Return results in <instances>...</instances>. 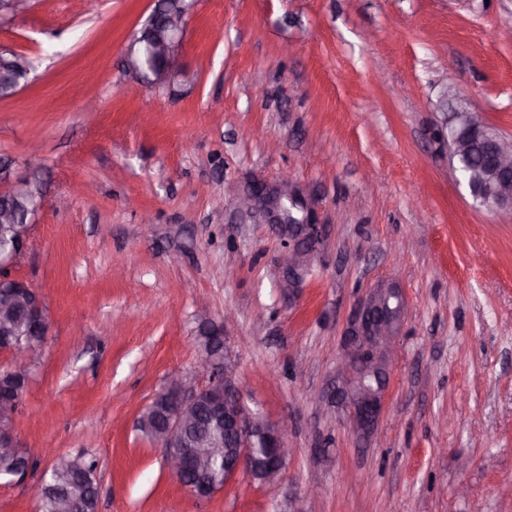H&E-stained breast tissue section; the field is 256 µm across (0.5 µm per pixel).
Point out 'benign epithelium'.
Returning a JSON list of instances; mask_svg holds the SVG:
<instances>
[{
  "mask_svg": "<svg viewBox=\"0 0 512 512\" xmlns=\"http://www.w3.org/2000/svg\"><path fill=\"white\" fill-rule=\"evenodd\" d=\"M190 11L189 0H156L152 13L132 38L134 45L127 46L125 50L127 69L131 72L137 69L132 60L133 46H143L157 60V68L153 69L149 80L150 86L155 89L170 86L180 69ZM5 55L8 59L0 66V79L7 80L15 91L29 76L27 58L11 48H1L0 57ZM464 102L466 99L451 87L442 92L441 107L452 108L449 123L462 130L478 131L480 144L487 147L482 177L479 178V193L474 197L476 205L512 211V140L487 124L473 107L461 108ZM285 199L293 206L303 207L299 189L287 180L275 189L266 187L259 190L248 186L239 194L243 209H260L269 222L284 225V232L288 235L285 271L288 281L293 283L310 267L320 243V230L319 225L308 219L300 224L289 223L288 211L281 207ZM44 202V195L33 191L32 181L18 173L15 161L1 155L0 353L10 356L14 366L0 372V386L6 380L29 381L25 366L40 351L50 330L41 295L24 281L10 275V270L17 265L32 239ZM20 307L31 312L37 324L36 338L27 343H18L13 338L11 318ZM197 320L200 342L196 343L193 378L172 374L161 389V395L154 396L160 401L163 414L159 431L168 470L198 499L211 498L224 489L225 483L239 476H246L262 485H273L293 453V449L288 447L287 430L246 405L225 336L213 338L212 321L207 310H201ZM400 329L399 324L387 323L380 288L370 291L344 336L336 370V386L331 389L323 387L315 394L321 403L346 407L353 429L363 437L373 434L380 422ZM208 402L224 420V482L204 479L190 483L186 478L189 466L194 462H205L221 447V442L208 437L187 440L188 426L196 421L202 406ZM0 417L3 418L0 454L11 463L5 481L21 482L28 477L32 461L17 440L20 403L15 399L1 403ZM260 435L273 450L274 460L270 463L260 461L254 451L255 441ZM51 507L54 512H84L83 502L71 495L56 497Z\"/></svg>",
  "mask_w": 512,
  "mask_h": 512,
  "instance_id": "obj_1",
  "label": "benign epithelium"
}]
</instances>
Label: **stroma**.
I'll return each mask as SVG.
<instances>
[{
    "label": "stroma",
    "instance_id": "stroma-1",
    "mask_svg": "<svg viewBox=\"0 0 512 512\" xmlns=\"http://www.w3.org/2000/svg\"><path fill=\"white\" fill-rule=\"evenodd\" d=\"M155 0H32L0 44L32 59L0 98V154L45 204L14 276L51 322L18 441L34 465L0 512H38L50 454L95 465L97 512H512V212L476 207L441 132L455 86L512 137V0H195L181 74L125 68ZM292 180L322 240L239 209ZM406 314L377 430L318 405L371 288ZM222 326L246 404L286 424L278 483L207 500L137 419L191 375L197 310ZM235 319L225 322V307ZM255 187L264 190L253 189ZM286 199L293 206L304 209L301 193L290 181L284 180L277 188L248 186L239 194L240 205L245 210H262L272 224H284L288 235V263L285 271L288 281L294 283L310 267L311 259L320 243V228L310 222L308 215L301 224H288V211L281 207Z\"/></svg>",
    "mask_w": 512,
    "mask_h": 512
}]
</instances>
